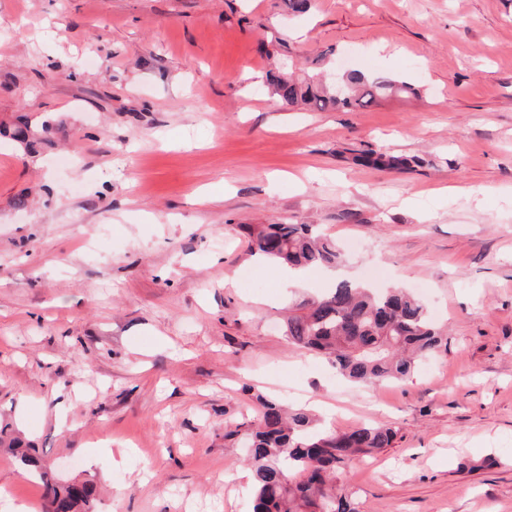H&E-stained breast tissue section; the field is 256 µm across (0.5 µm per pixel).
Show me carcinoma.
<instances>
[{
	"instance_id": "obj_1",
	"label": "carcinoma",
	"mask_w": 512,
	"mask_h": 512,
	"mask_svg": "<svg viewBox=\"0 0 512 512\" xmlns=\"http://www.w3.org/2000/svg\"><path fill=\"white\" fill-rule=\"evenodd\" d=\"M326 58L325 53L315 57L313 74L304 79L289 75L285 67L270 73L271 94L285 107L303 105L320 112L364 108L378 99L415 94L409 83L381 73L350 70L331 78L322 71ZM50 130L48 122L39 130L23 125L14 137L28 145L48 140ZM356 161L397 170L420 164L414 157L374 150ZM243 229L254 253L275 264L330 268L342 261L336 240L316 233L310 224H247ZM286 336L301 350L329 356L341 377L365 389L410 379L422 359L437 356L447 346V337L428 318L418 297L397 288L374 293L346 281L296 303L288 315ZM259 402L256 422L240 423L224 434L248 448L253 512H358L339 482L358 457L392 447L398 429L364 424L348 431H318L302 410L287 412L272 401ZM4 442L42 483L44 512H89L95 498L92 484L61 487L20 438L0 428Z\"/></svg>"
}]
</instances>
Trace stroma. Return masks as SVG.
Masks as SVG:
<instances>
[{
    "mask_svg": "<svg viewBox=\"0 0 512 512\" xmlns=\"http://www.w3.org/2000/svg\"><path fill=\"white\" fill-rule=\"evenodd\" d=\"M273 39L417 93L283 108ZM21 118L56 144L0 136V426L93 512H252L224 433L262 398L397 428L344 480L360 512H512V0H0ZM246 224L320 225L343 263L286 286ZM339 278L410 289L446 351L365 392L295 349L289 303ZM0 488L42 512L1 447ZM355 160L360 164H368L382 169L397 170H408L413 167V164H420V161L414 157L408 158L374 150L367 151V153L357 157Z\"/></svg>",
    "mask_w": 512,
    "mask_h": 512,
    "instance_id": "35a3bbf8",
    "label": "stroma"
}]
</instances>
